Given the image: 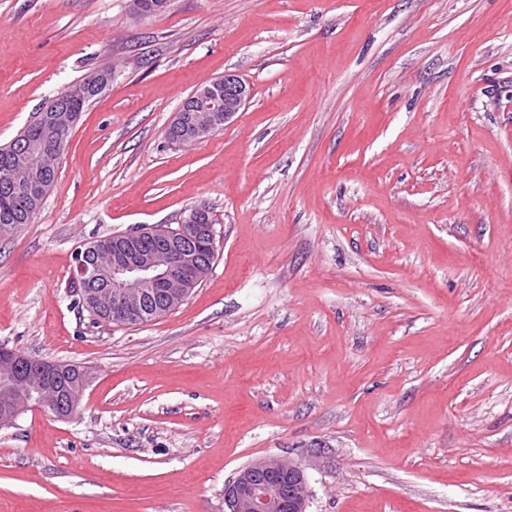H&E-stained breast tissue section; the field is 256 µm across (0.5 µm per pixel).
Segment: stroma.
<instances>
[{"label":"stroma","mask_w":512,"mask_h":512,"mask_svg":"<svg viewBox=\"0 0 512 512\" xmlns=\"http://www.w3.org/2000/svg\"><path fill=\"white\" fill-rule=\"evenodd\" d=\"M101 70L0 228V347L94 373L0 426V512H224L268 457L308 464L307 512H512V0H0V146ZM227 73L241 110L168 141ZM201 203L183 304L76 306L80 244ZM77 91L78 89L74 88L73 86H70L61 93L54 96L53 98L49 99L46 103H44L42 107V112H45L44 117L46 118V121L53 125V128L57 132L56 138L60 141L63 140L64 134H67L76 123V121L71 122L66 120L63 126L57 125V116L60 113L57 111H59L60 101L62 100V97H66L67 95L73 94Z\"/></svg>","instance_id":"1"}]
</instances>
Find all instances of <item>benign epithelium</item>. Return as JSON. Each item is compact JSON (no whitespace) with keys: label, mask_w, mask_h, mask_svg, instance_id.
Here are the masks:
<instances>
[{"label":"benign epithelium","mask_w":512,"mask_h":512,"mask_svg":"<svg viewBox=\"0 0 512 512\" xmlns=\"http://www.w3.org/2000/svg\"><path fill=\"white\" fill-rule=\"evenodd\" d=\"M77 92L70 86L44 103L46 121L53 125L57 139L63 140L75 122L57 125L59 104L63 97ZM250 94L246 83L234 73L198 87L192 97L194 111L176 112L169 129L193 142L203 140L226 124L245 104ZM45 160L43 141L32 139L22 147L12 164V176L5 188L39 197L44 179L40 162ZM201 209L194 207L180 219L179 236L169 247L142 251L137 241L160 230L157 225L141 224L112 240V260L103 263L94 256L97 241L77 250L73 279L84 286L82 302L95 311L112 307V322L140 325L151 318L147 304L158 298L160 306L181 304L190 294L200 264L196 245L201 237L216 240L215 225L201 223ZM37 369L39 381L27 395L0 398V425H8L34 408L66 419L82 400L93 379L84 366L39 359L8 348L0 349V388L14 390L19 362ZM309 496L306 468L288 460L261 459L240 469L224 485L225 512H306Z\"/></svg>","instance_id":"7a95c632"}]
</instances>
